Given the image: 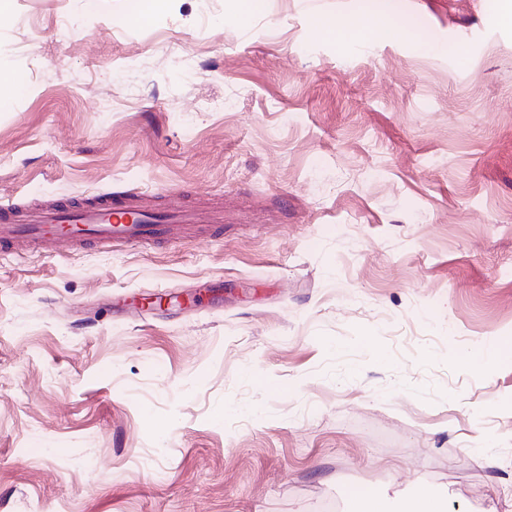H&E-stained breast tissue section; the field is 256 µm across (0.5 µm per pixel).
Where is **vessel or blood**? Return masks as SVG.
Wrapping results in <instances>:
<instances>
[{
    "mask_svg": "<svg viewBox=\"0 0 512 512\" xmlns=\"http://www.w3.org/2000/svg\"><path fill=\"white\" fill-rule=\"evenodd\" d=\"M220 213L187 211L173 207L151 215L133 203L112 204L104 199L94 205L60 204L26 209L0 204V244L24 239L31 243H94L105 247L115 242L144 245L181 233L187 224H220Z\"/></svg>",
    "mask_w": 512,
    "mask_h": 512,
    "instance_id": "vessel-or-blood-1",
    "label": "vessel or blood"
}]
</instances>
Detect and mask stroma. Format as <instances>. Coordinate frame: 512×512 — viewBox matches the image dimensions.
<instances>
[{"label": "stroma", "instance_id": "stroma-1", "mask_svg": "<svg viewBox=\"0 0 512 512\" xmlns=\"http://www.w3.org/2000/svg\"><path fill=\"white\" fill-rule=\"evenodd\" d=\"M147 7L0 0V204L224 210L0 259V512H512V358L465 361L512 340L501 0ZM364 27L351 26L344 22L326 24L320 26L321 33L327 38L334 39L336 42L344 43L349 40L362 38L365 32ZM398 512H446L428 484H420L416 492L400 503Z\"/></svg>", "mask_w": 512, "mask_h": 512}]
</instances>
